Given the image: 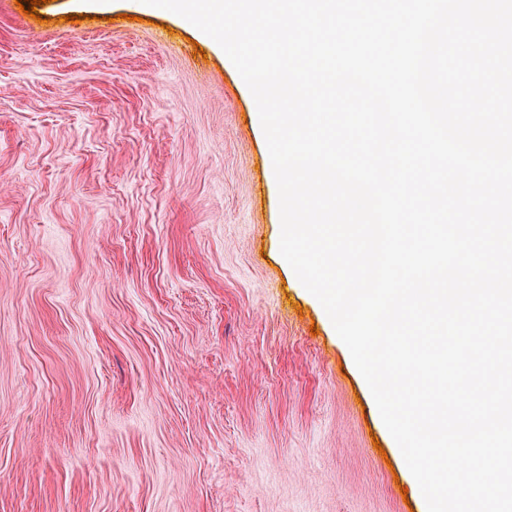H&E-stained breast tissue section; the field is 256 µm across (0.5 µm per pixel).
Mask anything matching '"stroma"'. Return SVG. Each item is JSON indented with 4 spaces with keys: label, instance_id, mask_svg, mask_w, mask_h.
Wrapping results in <instances>:
<instances>
[{
    "label": "stroma",
    "instance_id": "obj_1",
    "mask_svg": "<svg viewBox=\"0 0 512 512\" xmlns=\"http://www.w3.org/2000/svg\"><path fill=\"white\" fill-rule=\"evenodd\" d=\"M37 11L0 0V512H424L222 48Z\"/></svg>",
    "mask_w": 512,
    "mask_h": 512
}]
</instances>
